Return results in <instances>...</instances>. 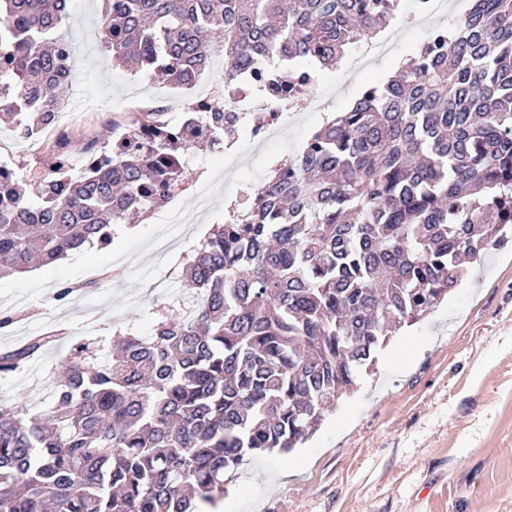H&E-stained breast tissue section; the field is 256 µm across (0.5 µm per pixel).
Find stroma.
Masks as SVG:
<instances>
[{
    "instance_id": "stroma-1",
    "label": "stroma",
    "mask_w": 512,
    "mask_h": 512,
    "mask_svg": "<svg viewBox=\"0 0 512 512\" xmlns=\"http://www.w3.org/2000/svg\"><path fill=\"white\" fill-rule=\"evenodd\" d=\"M103 7V0H73L61 24L74 43L63 127L79 138L108 139L145 107L155 109L156 120L177 123L178 102L191 92L113 65L96 24ZM396 39L398 56L332 87L333 111H347L366 86L383 84L423 42L411 27ZM309 102L306 95L296 99V123L253 157L254 170L269 173L323 125ZM40 158L28 140L0 124V160L19 179H28ZM181 162L175 199L202 190L209 209L195 223L172 225L167 251L159 249L158 224L141 219L118 226L107 248L85 247L0 278V312L19 316L0 329V352L53 329L67 331L25 367L0 375V401L21 394L32 410L46 409L73 343L93 342L98 356L109 359L117 328L150 335L155 304L185 299L184 256L250 187L244 172L225 181L219 153L191 149ZM96 270L108 272V280L56 301L60 288ZM204 512H512V240L492 250L447 304L393 336L374 372L359 379L301 448L286 459L246 456L225 477L223 498Z\"/></svg>"
}]
</instances>
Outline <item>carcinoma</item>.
<instances>
[{
  "instance_id": "1",
  "label": "carcinoma",
  "mask_w": 512,
  "mask_h": 512,
  "mask_svg": "<svg viewBox=\"0 0 512 512\" xmlns=\"http://www.w3.org/2000/svg\"><path fill=\"white\" fill-rule=\"evenodd\" d=\"M112 60L224 92L270 54L291 74L339 63L397 0H103ZM69 0H0V119L21 137L61 111ZM429 43L273 167L244 214L185 259L193 308L118 331L100 361L74 343L50 407L0 404V512H198L254 453L288 454L405 326L424 319L512 227V0H472ZM141 113L112 146L64 133L26 192L0 169V275L50 265L150 214L179 186L176 151L217 150ZM83 160L81 174L61 171ZM55 343L0 353V374Z\"/></svg>"
}]
</instances>
